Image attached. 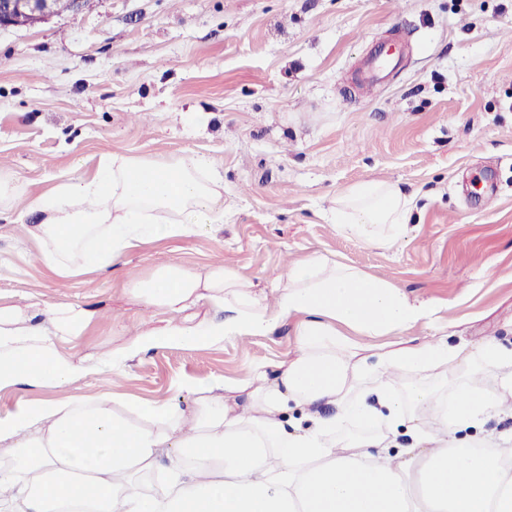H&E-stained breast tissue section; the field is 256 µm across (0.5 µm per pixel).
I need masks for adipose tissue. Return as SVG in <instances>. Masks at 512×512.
Masks as SVG:
<instances>
[{
	"instance_id": "1",
	"label": "adipose tissue",
	"mask_w": 512,
	"mask_h": 512,
	"mask_svg": "<svg viewBox=\"0 0 512 512\" xmlns=\"http://www.w3.org/2000/svg\"><path fill=\"white\" fill-rule=\"evenodd\" d=\"M44 265L64 278L106 269L164 238L224 219V180L203 157L162 164L102 155L94 174L31 200ZM414 198L368 181L326 218L349 238L393 247ZM275 299L236 269L178 262L132 282L149 313L122 348L74 360L62 346L98 319L79 303H0V391L50 389L0 415V512H512V430L473 435L512 400V349L401 334L437 308L316 253L283 268ZM207 304L223 319H194ZM295 324L294 356L255 362L240 382L190 378L192 405L74 393L76 383L152 349L213 346ZM384 344L369 346L371 338ZM407 374L403 389L392 378ZM494 384H485L483 373ZM336 406L323 415L319 405ZM411 446L396 449L400 430Z\"/></svg>"
}]
</instances>
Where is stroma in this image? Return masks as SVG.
<instances>
[{
	"instance_id": "stroma-1",
	"label": "stroma",
	"mask_w": 512,
	"mask_h": 512,
	"mask_svg": "<svg viewBox=\"0 0 512 512\" xmlns=\"http://www.w3.org/2000/svg\"><path fill=\"white\" fill-rule=\"evenodd\" d=\"M401 67L365 86L378 46ZM118 152L173 162L206 156L224 179V222L161 239L88 276L41 265L30 201L94 173ZM0 299L96 307L65 350L122 345L140 305L130 281L168 261L236 267L270 292L312 253L439 306L450 343L512 347V0H95L0 29ZM372 180L415 195L394 248L364 245L322 218L337 194ZM296 351L295 328L214 347L143 354L117 378L80 381L188 405L185 377L241 380L253 362Z\"/></svg>"
}]
</instances>
